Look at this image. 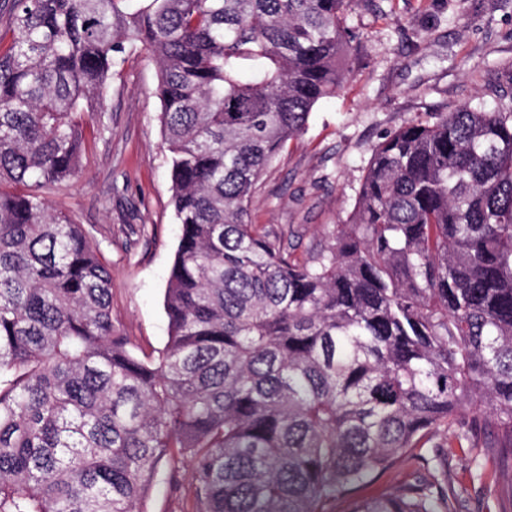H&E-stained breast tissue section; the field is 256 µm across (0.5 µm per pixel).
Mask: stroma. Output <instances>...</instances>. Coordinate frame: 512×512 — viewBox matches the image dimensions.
Masks as SVG:
<instances>
[{
	"label": "stroma",
	"mask_w": 512,
	"mask_h": 512,
	"mask_svg": "<svg viewBox=\"0 0 512 512\" xmlns=\"http://www.w3.org/2000/svg\"><path fill=\"white\" fill-rule=\"evenodd\" d=\"M361 57L335 98L317 105L256 184L250 219L305 252L330 242L352 212L375 145L429 112L463 104L512 105V0H357L346 15ZM157 67L127 46L104 111L85 115L79 176L48 199L90 232L112 275V319L143 352L168 340L164 296L181 226L163 147ZM448 465L465 491L456 512H498L490 480ZM160 470L146 512H181L176 484Z\"/></svg>",
	"instance_id": "35a3bbf8"
}]
</instances>
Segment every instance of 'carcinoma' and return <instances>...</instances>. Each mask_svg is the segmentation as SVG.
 Instances as JSON below:
<instances>
[{
    "label": "carcinoma",
    "instance_id": "carcinoma-1",
    "mask_svg": "<svg viewBox=\"0 0 512 512\" xmlns=\"http://www.w3.org/2000/svg\"><path fill=\"white\" fill-rule=\"evenodd\" d=\"M354 0H7L0 33V512H452L459 450L512 512V110L461 105L373 149L348 223L301 255L249 204L342 88ZM155 59L172 204L169 336L112 320L89 231L46 194L126 46ZM473 408L468 421L460 412ZM416 448L425 481L353 494ZM147 512H180L182 499L180 492L172 486V479L167 470L161 469L146 501Z\"/></svg>",
    "mask_w": 512,
    "mask_h": 512
}]
</instances>
